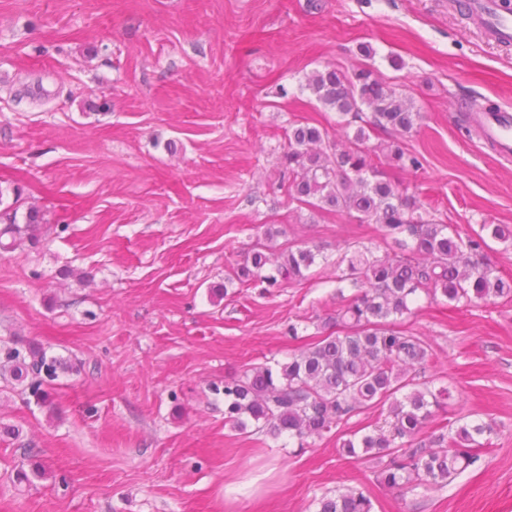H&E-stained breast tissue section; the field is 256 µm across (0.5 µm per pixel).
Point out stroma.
<instances>
[{"instance_id": "obj_1", "label": "stroma", "mask_w": 512, "mask_h": 512, "mask_svg": "<svg viewBox=\"0 0 512 512\" xmlns=\"http://www.w3.org/2000/svg\"><path fill=\"white\" fill-rule=\"evenodd\" d=\"M328 67L372 69L419 112V168L372 134L384 179L461 235L512 226V161L466 122L512 108V45L454 0H0V201L43 219L39 243L0 249V340L66 364L53 407L0 393V512H316L348 488L374 512H512V301L423 297L401 320L450 391L437 424L492 428L446 486L403 496L342 456L383 408L302 448L224 423L225 380L287 362L334 313L345 242L394 246L282 183L291 123L340 129L305 88ZM271 224L274 249L321 261L278 288L233 280Z\"/></svg>"}]
</instances>
